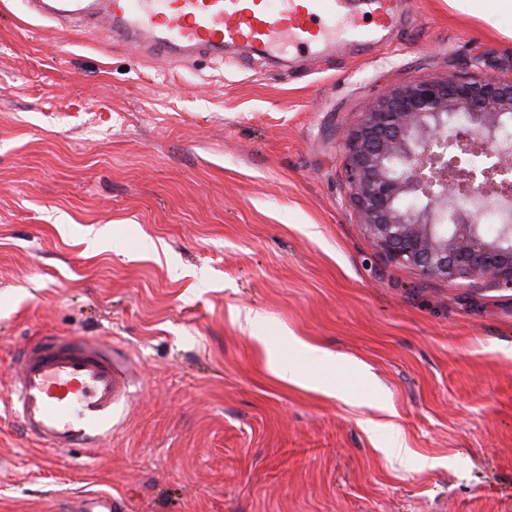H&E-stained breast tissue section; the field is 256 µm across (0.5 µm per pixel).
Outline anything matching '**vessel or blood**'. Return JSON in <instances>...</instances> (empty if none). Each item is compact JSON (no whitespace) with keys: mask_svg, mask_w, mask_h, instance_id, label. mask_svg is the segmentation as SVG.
I'll list each match as a JSON object with an SVG mask.
<instances>
[{"mask_svg":"<svg viewBox=\"0 0 512 512\" xmlns=\"http://www.w3.org/2000/svg\"><path fill=\"white\" fill-rule=\"evenodd\" d=\"M32 12L63 24L73 17L103 25L159 58L175 47L223 55L245 44L275 54L316 55L335 46L377 44L397 22L393 0H370L361 15L338 0H27ZM10 411L43 446L94 447L129 396L133 377L112 346L83 336H43L17 358Z\"/></svg>","mask_w":512,"mask_h":512,"instance_id":"1","label":"vessel or blood"}]
</instances>
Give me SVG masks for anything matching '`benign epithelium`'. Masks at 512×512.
<instances>
[{"mask_svg": "<svg viewBox=\"0 0 512 512\" xmlns=\"http://www.w3.org/2000/svg\"><path fill=\"white\" fill-rule=\"evenodd\" d=\"M512 80L413 81L370 102L344 138L350 197L374 245L428 277L482 279L512 288ZM496 162L476 170L471 154ZM484 183L483 196L473 183ZM503 216L490 236L476 222L484 199ZM450 220L441 224V217Z\"/></svg>", "mask_w": 512, "mask_h": 512, "instance_id": "obj_1", "label": "benign epithelium"}]
</instances>
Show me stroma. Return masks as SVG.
Returning a JSON list of instances; mask_svg holds the SVG:
<instances>
[{
	"label": "stroma",
	"instance_id": "obj_1",
	"mask_svg": "<svg viewBox=\"0 0 512 512\" xmlns=\"http://www.w3.org/2000/svg\"><path fill=\"white\" fill-rule=\"evenodd\" d=\"M400 9L319 58L162 62L0 0V512H512V289L393 262L343 173L367 103L511 80L512 40L446 0ZM47 332L135 368L96 453L5 411ZM318 350L353 367L337 395Z\"/></svg>",
	"mask_w": 512,
	"mask_h": 512
}]
</instances>
